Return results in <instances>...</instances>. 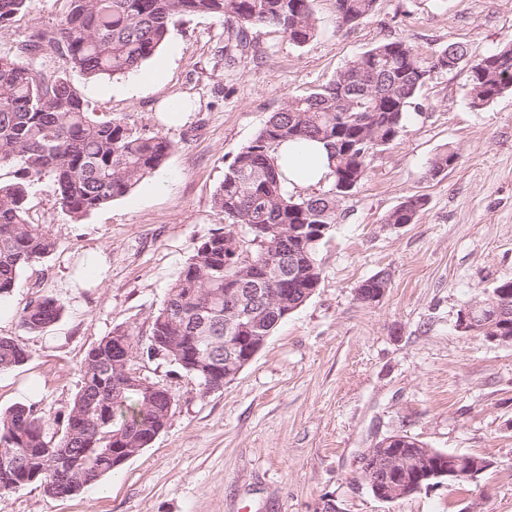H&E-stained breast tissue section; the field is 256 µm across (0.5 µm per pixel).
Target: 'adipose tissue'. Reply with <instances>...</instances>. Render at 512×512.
Here are the masks:
<instances>
[{"mask_svg": "<svg viewBox=\"0 0 512 512\" xmlns=\"http://www.w3.org/2000/svg\"><path fill=\"white\" fill-rule=\"evenodd\" d=\"M277 162L292 188L305 189L329 179L327 150L316 141L282 144L277 152Z\"/></svg>", "mask_w": 512, "mask_h": 512, "instance_id": "1", "label": "adipose tissue"}]
</instances>
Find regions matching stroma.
I'll use <instances>...</instances> for the list:
<instances>
[{
	"mask_svg": "<svg viewBox=\"0 0 512 512\" xmlns=\"http://www.w3.org/2000/svg\"><path fill=\"white\" fill-rule=\"evenodd\" d=\"M312 7L311 41L297 46L277 28L255 27L232 61L223 18L184 17L155 54L167 62L155 85H132L127 74L93 81L58 54L43 57L96 117H124L176 148L152 175L163 192L140 183L80 220L49 183L32 188L29 219L49 228L56 247L0 299V336L29 354L0 372L1 411L31 403L49 422L66 420L86 352L119 325L148 334L195 247L226 226L213 194L229 163L288 96L320 88L394 39L425 60L451 41L477 59L512 39V0H376L344 28L335 0ZM62 12V0H34L0 29V50L52 29ZM467 80L464 69L427 76L397 139L370 157L367 178L343 200L317 253L318 288L233 381L205 393L169 361L138 352L137 370L175 400L166 429L78 494L54 498L29 484L1 495L0 512H315L325 498L340 512H512V343L456 327L460 311L512 280V90L474 109ZM172 96L195 103L178 126L156 113ZM447 149L458 153L456 167L431 176ZM417 195L427 205L415 223H385ZM381 271L383 298L361 303L359 285ZM39 293L61 299L64 313L23 334L21 310ZM397 434L488 467L462 487L380 501L360 459Z\"/></svg>",
	"mask_w": 512,
	"mask_h": 512,
	"instance_id": "1",
	"label": "stroma"
}]
</instances>
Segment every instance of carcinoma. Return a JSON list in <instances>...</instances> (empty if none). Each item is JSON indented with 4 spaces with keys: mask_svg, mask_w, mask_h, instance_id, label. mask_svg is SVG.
<instances>
[{
    "mask_svg": "<svg viewBox=\"0 0 512 512\" xmlns=\"http://www.w3.org/2000/svg\"><path fill=\"white\" fill-rule=\"evenodd\" d=\"M65 10L51 30H35L15 50L0 51V298L8 296L21 273L55 249L49 230L28 219L29 189L47 180L61 207L76 220L126 196L160 168L174 150L159 133L138 132L121 117L96 119L87 101L63 73L42 67L45 52L68 57L90 79L139 70L169 39L171 29L188 15L224 18L228 31L224 52L232 58L247 30L274 26L296 45L317 32L312 0H65ZM376 0H336V19L343 28L356 24ZM32 0H0V28L29 10ZM468 67L464 94L469 104L486 106L512 89V43L478 60L450 42L424 62L403 39L385 42L352 60L316 92L292 96L271 114L255 137L234 157L213 196L226 223L238 226L210 234L195 249L172 284L168 298L151 316L148 352L162 344L164 359L184 369L182 361L199 354L224 362L227 337L239 323L272 335L285 316L264 301L244 308L241 320L224 315L229 279L259 276L273 264L279 278L267 288H284L292 313L318 288L321 270L316 255L321 241L337 223L341 202L367 175V159L393 142L416 98L424 76L448 69V58ZM323 142L332 161L328 188L303 195L288 189L277 164L285 141ZM458 155L448 149L431 162L439 176L455 167ZM427 201L404 199L384 223L412 224ZM297 235H285V230ZM387 274L379 272L357 288L370 305L383 295ZM64 311L49 295L29 300L20 327L38 333ZM135 333L117 326L86 354L82 385L67 420L79 430L57 433L31 406L15 405L0 413V494L13 487L3 477V462L26 465L46 479L69 470L82 484L114 471L112 448L137 455L167 426L174 398L163 387L140 388L123 376L132 368ZM26 349L0 336V371L23 364Z\"/></svg>",
    "mask_w": 512,
    "mask_h": 512,
    "instance_id": "carcinoma-1",
    "label": "carcinoma"
}]
</instances>
